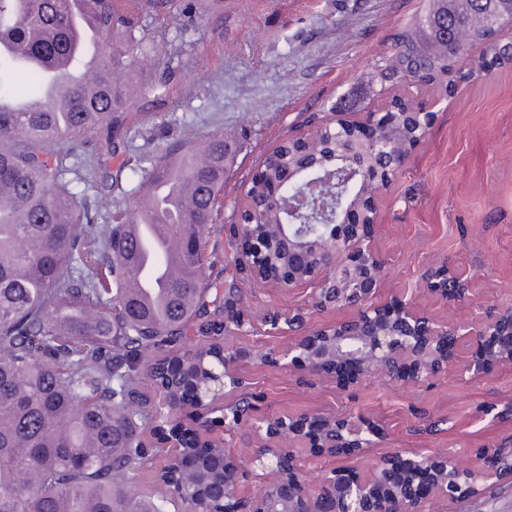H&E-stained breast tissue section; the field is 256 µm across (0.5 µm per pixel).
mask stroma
Wrapping results in <instances>:
<instances>
[{
  "mask_svg": "<svg viewBox=\"0 0 512 512\" xmlns=\"http://www.w3.org/2000/svg\"><path fill=\"white\" fill-rule=\"evenodd\" d=\"M172 34L183 43L179 58L183 94L176 105H145L129 133L134 150L153 154L162 140H202L223 128L231 151L224 208L204 235L209 282L234 288L239 308L254 324L251 345L279 351L294 334L269 335L267 313L302 306L308 327L350 316L347 308L309 307L302 293L283 294L254 282L234 263L236 211L264 154L293 134L313 112L341 100L356 102L352 118L383 112L400 101L429 100L431 92L405 83L369 93L365 77L394 37L426 11L428 0H224L222 25L203 17L204 0ZM475 45L457 63L466 78L435 107L436 119L399 176L376 198L373 240L387 261L375 301L414 298L436 318L462 321L478 308L427 293L422 272L446 266L467 274L485 304H512V64L488 61L475 70ZM236 370L250 383L255 404L270 417L342 412L364 416L382 432L377 447L342 467L365 469L382 453L430 455L455 448L464 461L479 448L512 438V368L495 365L478 379L447 375L420 387L364 381L344 393L335 384L303 376L288 366L241 358ZM499 416L484 415L487 406Z\"/></svg>",
  "mask_w": 512,
  "mask_h": 512,
  "instance_id": "obj_1",
  "label": "stroma"
}]
</instances>
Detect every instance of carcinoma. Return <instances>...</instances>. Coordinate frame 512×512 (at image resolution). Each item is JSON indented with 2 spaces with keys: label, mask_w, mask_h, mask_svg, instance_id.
I'll use <instances>...</instances> for the list:
<instances>
[{
  "label": "carcinoma",
  "mask_w": 512,
  "mask_h": 512,
  "mask_svg": "<svg viewBox=\"0 0 512 512\" xmlns=\"http://www.w3.org/2000/svg\"><path fill=\"white\" fill-rule=\"evenodd\" d=\"M494 19L470 0H431L416 26L369 74L383 88L410 71L448 89L458 57L442 29L468 26L487 54L497 30L512 21V0H493ZM184 0H0V512H212L218 489L194 496L200 473L162 480L170 496H147L127 482L156 448L143 438L154 423L151 398L138 390L154 378L156 355L180 341L190 324L214 332L200 242L224 200V132L202 144L172 138L158 154L127 152L122 167L138 175L131 203L102 195L89 204L67 175L75 167L55 146L74 138L112 155L139 122L141 103L173 102L182 79L159 61L165 20ZM99 44L90 81L54 77L58 62L82 71L84 49ZM161 75L129 95L116 71L138 62ZM34 91L19 101L17 73ZM280 144L265 157L266 179L288 173ZM107 211L109 223H95ZM162 224L182 266L153 301L130 288L135 241L130 227ZM160 384L176 399L191 396L199 375L176 362Z\"/></svg>",
  "instance_id": "carcinoma-1"
}]
</instances>
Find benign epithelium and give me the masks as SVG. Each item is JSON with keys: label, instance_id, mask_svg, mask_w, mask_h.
Wrapping results in <instances>:
<instances>
[{"label": "benign epithelium", "instance_id": "7a95c632", "mask_svg": "<svg viewBox=\"0 0 512 512\" xmlns=\"http://www.w3.org/2000/svg\"><path fill=\"white\" fill-rule=\"evenodd\" d=\"M441 100L399 102L378 115L347 120L313 113L307 130L288 138L303 153L322 144L316 131L334 130L333 163L319 168L288 170L296 191L289 201L288 220L279 224L287 254L281 259L261 258L257 228L267 222L265 203H250L237 211V235L243 241L241 269L256 281L284 293L303 289L316 308H349L350 317L315 328L288 348L264 352L273 364L292 365L309 376L336 384L340 394L364 380L387 385H425L451 369L472 378L494 364L512 367V306L498 309L490 319L470 326L437 320L411 302L379 305L374 301L387 275V262L376 252L372 228L378 214V192L403 170L412 149L432 128ZM411 121V131L390 143L393 131ZM355 181L353 198L340 189ZM427 291L446 300L470 299L466 279L447 267H429L422 274ZM236 291L224 294V329L251 336L252 324L236 309ZM305 312L268 314L265 331L296 332L305 325ZM228 349L205 368L206 378L194 388L195 431L203 436L217 425L225 430H246L257 447L241 459L224 451L223 512H433L437 503L476 496L491 479L512 481V438L485 455L482 467L464 465L458 454L441 450L428 456L394 450L380 456L363 474L349 475L332 466L309 479L298 449L336 459L362 455L374 448L382 432L369 420L343 413H310L270 418L243 403L247 381L232 367ZM258 482L250 499L240 501V483Z\"/></svg>", "mask_w": 512, "mask_h": 512}]
</instances>
